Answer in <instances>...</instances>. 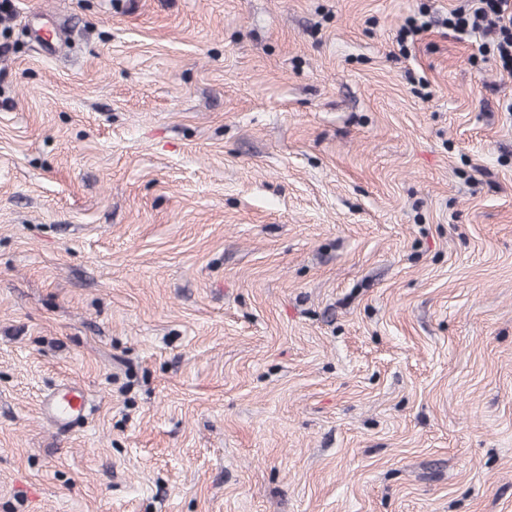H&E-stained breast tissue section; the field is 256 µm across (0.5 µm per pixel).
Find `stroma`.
I'll return each instance as SVG.
<instances>
[{
    "instance_id": "obj_1",
    "label": "stroma",
    "mask_w": 512,
    "mask_h": 512,
    "mask_svg": "<svg viewBox=\"0 0 512 512\" xmlns=\"http://www.w3.org/2000/svg\"><path fill=\"white\" fill-rule=\"evenodd\" d=\"M455 3L0 4V512H512V73L397 45ZM86 408L85 392L76 386L66 388L59 396L54 395L46 402L49 418L58 426L66 427L84 417Z\"/></svg>"
}]
</instances>
